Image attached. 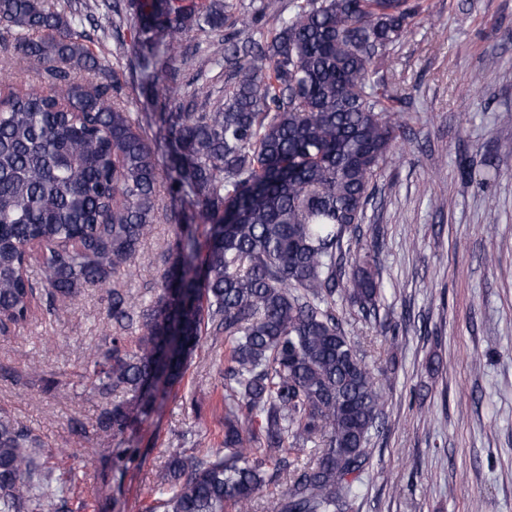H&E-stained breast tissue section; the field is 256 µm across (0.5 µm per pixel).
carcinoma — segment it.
Listing matches in <instances>:
<instances>
[{"label":"carcinoma","instance_id":"obj_1","mask_svg":"<svg viewBox=\"0 0 512 512\" xmlns=\"http://www.w3.org/2000/svg\"><path fill=\"white\" fill-rule=\"evenodd\" d=\"M128 10L155 100L145 127L111 98V70L84 44L91 14L0 0V46L48 76L0 96V333L26 323L42 291L52 305L108 289L122 334L87 372L106 400L99 428L119 444L118 480L138 453L122 447L126 434L183 379L205 337L224 340L222 447L175 450L147 512H251L282 477L268 512H347L384 396L336 310L339 299L379 319L376 256L348 257L344 237L360 231L398 147L397 98L378 61L423 5L128 0ZM219 29L214 60L233 85L197 112L184 99L200 91L164 85L163 74L187 32ZM74 73L99 80L95 93ZM162 181L179 202L175 239L141 303L115 279L152 231ZM43 447L0 412V512H55Z\"/></svg>","mask_w":512,"mask_h":512}]
</instances>
